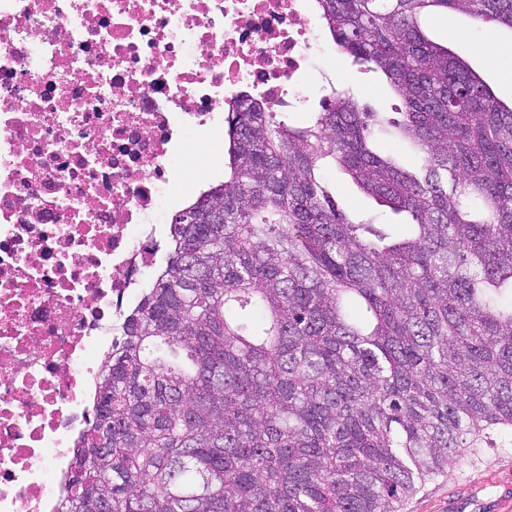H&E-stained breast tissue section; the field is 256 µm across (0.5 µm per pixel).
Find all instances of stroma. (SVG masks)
I'll use <instances>...</instances> for the list:
<instances>
[{
	"label": "stroma",
	"mask_w": 512,
	"mask_h": 512,
	"mask_svg": "<svg viewBox=\"0 0 512 512\" xmlns=\"http://www.w3.org/2000/svg\"><path fill=\"white\" fill-rule=\"evenodd\" d=\"M422 29L429 39L461 56L501 101L512 104V57L497 53L498 45L512 43L511 30L489 27L460 13L427 15ZM311 82L307 111L280 112L281 120L301 125L319 111L323 99L342 91L387 118H397L401 108L381 72L338 51L313 74ZM327 177L339 206L348 213L379 224L391 235L402 233V217L364 195L349 176L332 169ZM399 512H512V447L460 450L439 474L427 478L400 503Z\"/></svg>",
	"instance_id": "obj_1"
}]
</instances>
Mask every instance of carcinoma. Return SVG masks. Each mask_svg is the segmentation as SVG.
<instances>
[{"label": "carcinoma", "instance_id": "1", "mask_svg": "<svg viewBox=\"0 0 512 512\" xmlns=\"http://www.w3.org/2000/svg\"><path fill=\"white\" fill-rule=\"evenodd\" d=\"M317 4L401 99L419 170L349 94L302 126L227 112L224 181L171 218L59 512H397L460 449L512 444V106L419 25L512 30V0ZM333 166L409 232L339 209ZM393 128L385 125L374 130L371 145L374 150L391 154L407 169H414L416 160L410 145L394 135Z\"/></svg>", "mask_w": 512, "mask_h": 512}]
</instances>
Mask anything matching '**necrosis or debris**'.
Segmentation results:
<instances>
[{"instance_id": "1", "label": "necrosis or debris", "mask_w": 512, "mask_h": 512, "mask_svg": "<svg viewBox=\"0 0 512 512\" xmlns=\"http://www.w3.org/2000/svg\"><path fill=\"white\" fill-rule=\"evenodd\" d=\"M314 0H0V512H57L177 157L305 111Z\"/></svg>"}]
</instances>
